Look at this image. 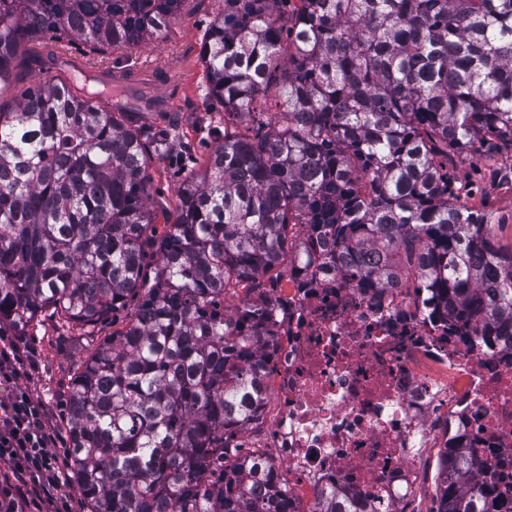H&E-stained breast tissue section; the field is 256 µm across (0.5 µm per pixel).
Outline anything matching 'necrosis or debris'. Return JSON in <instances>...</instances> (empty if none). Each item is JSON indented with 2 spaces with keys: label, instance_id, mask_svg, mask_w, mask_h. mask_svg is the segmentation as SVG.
<instances>
[{
  "label": "necrosis or debris",
  "instance_id": "necrosis-or-debris-1",
  "mask_svg": "<svg viewBox=\"0 0 512 512\" xmlns=\"http://www.w3.org/2000/svg\"><path fill=\"white\" fill-rule=\"evenodd\" d=\"M279 410L267 436L289 496L345 489L410 512L418 452L463 443L512 512V357L453 335L428 289L364 291L326 268L288 284L275 325Z\"/></svg>",
  "mask_w": 512,
  "mask_h": 512
}]
</instances>
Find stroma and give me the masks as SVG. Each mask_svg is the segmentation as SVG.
Listing matches in <instances>:
<instances>
[{"instance_id": "stroma-1", "label": "stroma", "mask_w": 512, "mask_h": 512, "mask_svg": "<svg viewBox=\"0 0 512 512\" xmlns=\"http://www.w3.org/2000/svg\"><path fill=\"white\" fill-rule=\"evenodd\" d=\"M223 6L224 0H183L167 31L147 45L94 52L86 44L62 37L54 40L53 46L60 49L64 59L79 62L92 72H105L115 80L136 67L152 69L155 90L171 96L172 108L150 113L144 124L171 128L178 142L190 145L201 157L214 146L212 132L219 117L208 108L199 53L208 22ZM148 172L155 224L160 227L164 215L175 208L183 172L171 160L156 157ZM448 175L455 185L471 188L469 203L488 215L495 244L503 251H512V146L496 140L477 145L464 156L449 158ZM26 342L36 351L38 365L33 369L21 367L19 383L49 412L56 431L53 450L62 455L67 445L63 419L69 369L80 350L69 333L56 330L48 317L42 318ZM441 454L438 448L420 452L413 512H432L437 506Z\"/></svg>"}]
</instances>
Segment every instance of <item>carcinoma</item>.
Returning <instances> with one entry per match:
<instances>
[{"label":"carcinoma","mask_w":512,"mask_h":512,"mask_svg":"<svg viewBox=\"0 0 512 512\" xmlns=\"http://www.w3.org/2000/svg\"><path fill=\"white\" fill-rule=\"evenodd\" d=\"M290 2L224 0L205 31L224 133L159 239L148 167L168 131L87 81L0 104V336L48 311L85 350L65 427L88 512H298L274 459L239 441L259 425L281 300L224 312L242 285L329 263L361 288H430L450 330L480 327L512 356V251L446 162L512 144V0ZM181 3L0 0V84L47 32L128 47ZM131 301L123 329L95 334ZM479 473L450 449L435 512H488ZM318 497L322 512H364L345 491Z\"/></svg>","instance_id":"cac0c4a2"}]
</instances>
